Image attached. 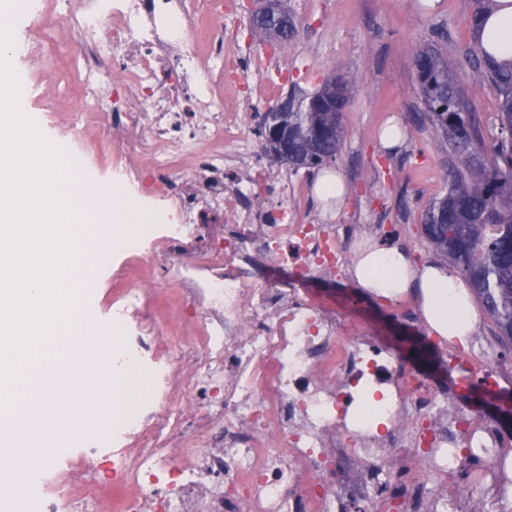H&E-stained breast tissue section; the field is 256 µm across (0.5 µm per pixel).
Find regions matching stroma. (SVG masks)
<instances>
[{
    "label": "stroma",
    "mask_w": 512,
    "mask_h": 512,
    "mask_svg": "<svg viewBox=\"0 0 512 512\" xmlns=\"http://www.w3.org/2000/svg\"><path fill=\"white\" fill-rule=\"evenodd\" d=\"M288 5L296 16L297 31L282 52L269 53L266 43L251 34L246 9L226 20L242 62L249 65L260 54L268 57L265 68L249 65V92L236 105L246 115L242 143L259 144L258 124L277 101L291 93L313 92L327 76L343 75L351 82L353 95L344 114V140L336 161L330 164L347 188L338 218H331L316 201L314 175L289 170L287 164L264 154L259 157L262 168L274 178L303 184L302 195L289 197L288 202L300 207L307 222L394 224L397 245L416 261H442V254L422 237L420 224L426 204L444 189L451 158L423 117L425 107L411 54L417 46L430 43L449 61L463 58L472 40L471 0H288ZM55 66L60 81L41 84L28 55L18 56L15 70L31 90L29 110L50 142L80 160L82 182L105 185L109 161L103 149L109 130L106 108L81 96L80 79L68 54L57 55ZM391 121L401 125L403 142L388 150L380 143V133ZM73 122L81 134L76 141L67 134ZM121 260L117 253L103 255L93 287L82 296V308L93 327L105 333L112 330V279ZM301 287L339 306L345 298L354 297V314L373 328L395 317L420 335L428 333L427 326L399 316L398 305L367 295L353 279L313 278ZM474 333L485 341L487 354L506 374L501 393L512 395V347L500 341L485 311H478ZM98 435L97 424L89 423L74 435L67 451L48 454L35 470L36 485L58 484L64 474L74 481L94 475L111 482V468L94 469L82 460V443Z\"/></svg>",
    "instance_id": "1"
}]
</instances>
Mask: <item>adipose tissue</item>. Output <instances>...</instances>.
Masks as SVG:
<instances>
[{
	"label": "adipose tissue",
	"mask_w": 512,
	"mask_h": 512,
	"mask_svg": "<svg viewBox=\"0 0 512 512\" xmlns=\"http://www.w3.org/2000/svg\"><path fill=\"white\" fill-rule=\"evenodd\" d=\"M479 40L499 61L512 60V0H495ZM352 275L359 287L378 298L397 299L417 292L423 318L438 335L467 336L474 329L471 295L444 263L416 266L400 248L369 244L356 253Z\"/></svg>",
	"instance_id": "ef3b65f1"
}]
</instances>
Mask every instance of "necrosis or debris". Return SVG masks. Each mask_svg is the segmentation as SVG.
I'll use <instances>...</instances> for the list:
<instances>
[{
	"label": "necrosis or debris",
	"mask_w": 512,
	"mask_h": 512,
	"mask_svg": "<svg viewBox=\"0 0 512 512\" xmlns=\"http://www.w3.org/2000/svg\"><path fill=\"white\" fill-rule=\"evenodd\" d=\"M58 13L88 44L72 56L85 97L118 98L109 167L133 178L138 222L112 347L139 385L88 452L108 457L111 490L46 486L41 512H512V451L461 400L462 381L404 371L363 320L253 283L263 269L344 277L351 244L303 223L287 182L240 144L244 120L225 104L247 76L195 0H62ZM175 20L194 36L174 39ZM170 195L172 211L157 210ZM155 265L204 309L188 328L168 333L162 290L142 275ZM462 472L480 498L449 493Z\"/></svg>",
	"instance_id": "4bbe7bcc"
}]
</instances>
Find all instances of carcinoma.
<instances>
[{
	"instance_id": "carcinoma-1",
	"label": "carcinoma",
	"mask_w": 512,
	"mask_h": 512,
	"mask_svg": "<svg viewBox=\"0 0 512 512\" xmlns=\"http://www.w3.org/2000/svg\"><path fill=\"white\" fill-rule=\"evenodd\" d=\"M474 83L463 86L455 68L434 45L412 55L420 96L439 141L456 158L445 193L426 206L421 223L436 229L427 242L459 269L492 318L497 335L512 344V63H497L479 41L466 54ZM498 97V137L486 146L475 112L463 116L455 103H473L484 87ZM344 137L342 113L314 106L299 130L310 166L336 160Z\"/></svg>"
}]
</instances>
